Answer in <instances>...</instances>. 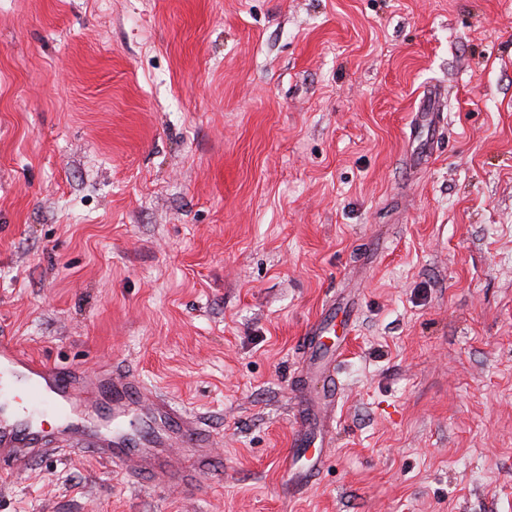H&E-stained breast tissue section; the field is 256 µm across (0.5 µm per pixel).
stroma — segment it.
<instances>
[{"label":"stroma","instance_id":"35a3bbf8","mask_svg":"<svg viewBox=\"0 0 512 512\" xmlns=\"http://www.w3.org/2000/svg\"><path fill=\"white\" fill-rule=\"evenodd\" d=\"M0 336L215 441L0 465V512H512V0H0ZM327 310L317 322L308 325L303 333L302 347L304 353L314 358L317 349V336H324L336 317V313ZM324 376L322 387L323 414L314 409L312 405L298 407L297 414L304 423V428L293 434L291 447L285 458L288 469V479L296 487L302 488L318 474L324 455L323 447L328 445V425L338 402V382L334 376L321 372ZM327 441V442H326ZM316 448L313 465L306 468L298 465L299 459L306 456L308 448Z\"/></svg>","mask_w":512,"mask_h":512}]
</instances>
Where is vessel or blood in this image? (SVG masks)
<instances>
[{
	"mask_svg": "<svg viewBox=\"0 0 512 512\" xmlns=\"http://www.w3.org/2000/svg\"><path fill=\"white\" fill-rule=\"evenodd\" d=\"M333 319V312L328 311L306 327L302 339L305 353L315 354L318 337L326 334ZM2 367L22 380L23 386L16 392L0 395V463H26L33 450L45 447L53 437L62 448L106 458L115 464L135 458L138 475L146 483L158 473L162 449L174 446L193 449V473L207 472L213 446L209 432L162 396H149L147 384L135 375H109L113 426L103 432L69 417L75 404L92 408L98 386L95 379L80 378L67 368L34 359L0 337ZM322 399V410L310 405L297 410L304 427L292 436L285 466L289 481L299 488L318 474L323 462L321 451L338 402V382L334 376H325ZM32 407L56 411L54 431L29 422L27 412Z\"/></svg>",
	"mask_w": 512,
	"mask_h": 512,
	"instance_id": "1",
	"label": "vessel or blood"
}]
</instances>
